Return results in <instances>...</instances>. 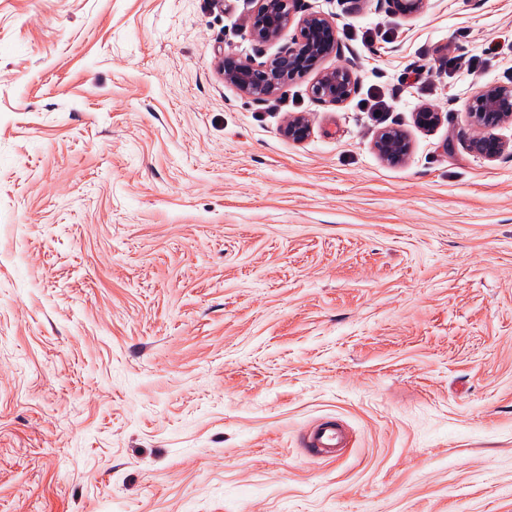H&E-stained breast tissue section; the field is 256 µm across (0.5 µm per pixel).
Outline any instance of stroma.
<instances>
[{
	"instance_id": "obj_1",
	"label": "stroma",
	"mask_w": 512,
	"mask_h": 512,
	"mask_svg": "<svg viewBox=\"0 0 512 512\" xmlns=\"http://www.w3.org/2000/svg\"><path fill=\"white\" fill-rule=\"evenodd\" d=\"M252 9L0 0V512H512V123L488 160L466 114L512 0H299L339 105L225 82L296 32ZM353 72L344 66L321 69L311 86L312 95L324 101L340 104L355 92ZM376 146L382 155L390 159H399L407 150L405 138L391 130L381 133ZM347 435L336 420H322L312 425L304 434L302 447L319 455H335L345 448Z\"/></svg>"
}]
</instances>
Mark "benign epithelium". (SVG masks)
<instances>
[{
    "label": "benign epithelium",
    "instance_id": "obj_1",
    "mask_svg": "<svg viewBox=\"0 0 512 512\" xmlns=\"http://www.w3.org/2000/svg\"><path fill=\"white\" fill-rule=\"evenodd\" d=\"M249 19V35L261 42L278 38L283 29L296 24L291 44L280 48L263 62L228 53L218 62L224 79L243 95L265 100L279 93L297 77L319 70L311 86L312 95L324 101L340 104L355 92L353 72L344 66L319 69L321 63L338 50L334 24L321 13L296 17L298 0H254ZM426 0H385L390 11L404 19L419 15ZM470 124L481 131L472 141L479 154L494 159L505 150V143L494 130L512 121V86L492 85L481 89L468 109ZM309 126L302 116L288 120L285 136L292 141L304 139ZM379 152L387 158L398 159L407 150L405 138L396 131L381 133L377 142Z\"/></svg>",
    "mask_w": 512,
    "mask_h": 512
}]
</instances>
